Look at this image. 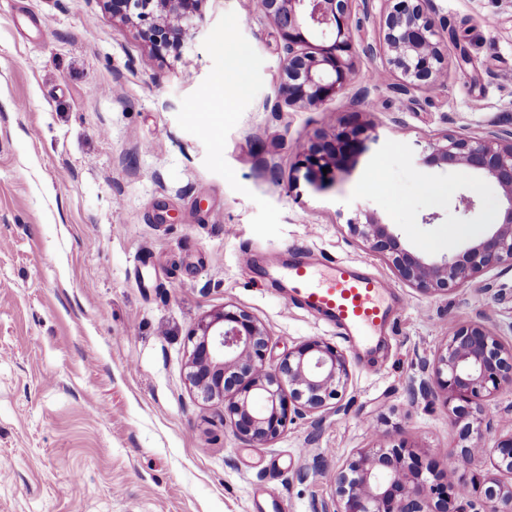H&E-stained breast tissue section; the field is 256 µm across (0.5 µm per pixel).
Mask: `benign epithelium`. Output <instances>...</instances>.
<instances>
[{"label": "benign epithelium", "instance_id": "benign-epithelium-1", "mask_svg": "<svg viewBox=\"0 0 512 512\" xmlns=\"http://www.w3.org/2000/svg\"><path fill=\"white\" fill-rule=\"evenodd\" d=\"M112 17L137 18L157 53L177 51L186 40L204 0H102ZM354 0H258L257 12L272 20L283 38L282 93L290 105L319 108L352 83ZM381 36L388 65L401 75V90H441L446 85L448 46L438 35L432 0H385ZM322 44L312 48L311 39ZM365 128L343 130L335 140L298 151L306 177L324 185L363 148ZM420 163L476 173L502 196L500 220L460 254L432 258L406 245L376 214L360 209L348 220L351 233L382 259L407 286L446 294L495 267L512 268V139L443 135ZM186 380L208 402L224 406L234 433L265 444L294 419L320 417L339 400L350 376L346 355L317 339L295 345L275 364L267 363L268 333L245 309L232 306L202 317L188 335ZM418 392L438 390L462 424V459L475 465L485 456L481 425L494 414L491 400L512 387V349L481 322L453 324L433 362H423ZM265 406L255 409L254 396ZM492 467L512 475V433L493 449ZM334 492L323 512H470L473 495L496 503L494 512H512V485L491 482L473 470L470 485L457 487L423 476L415 450L405 443L385 446L376 432L370 448L359 449L336 470Z\"/></svg>", "mask_w": 512, "mask_h": 512}]
</instances>
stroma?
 I'll list each match as a JSON object with an SVG mask.
<instances>
[{
    "label": "stroma",
    "instance_id": "obj_1",
    "mask_svg": "<svg viewBox=\"0 0 512 512\" xmlns=\"http://www.w3.org/2000/svg\"><path fill=\"white\" fill-rule=\"evenodd\" d=\"M433 3L443 90L405 102L398 76L375 81L387 56L372 20L353 30L352 84L305 109L280 95L281 33L253 0H204L180 51L161 56L100 0H0V512H319L374 430L427 463L458 454L450 409L410 388L451 324L485 321L512 346V269L424 293L346 225L371 208L435 258L490 230L498 190L419 166L418 145L512 137V0ZM232 51L242 88L224 104L212 82ZM364 123L376 140L331 186L297 171L299 146ZM464 223L478 234L446 238ZM295 252L390 283L402 303L385 335L354 350L288 301ZM227 304L267 329L269 361L309 339L344 351L341 414L264 446L233 434L185 383L188 333Z\"/></svg>",
    "mask_w": 512,
    "mask_h": 512
}]
</instances>
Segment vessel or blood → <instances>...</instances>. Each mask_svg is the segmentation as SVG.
<instances>
[{
	"instance_id": "vessel-or-blood-1",
	"label": "vessel or blood",
	"mask_w": 512,
	"mask_h": 512,
	"mask_svg": "<svg viewBox=\"0 0 512 512\" xmlns=\"http://www.w3.org/2000/svg\"><path fill=\"white\" fill-rule=\"evenodd\" d=\"M290 295L309 312L327 316L359 340L383 330L389 319L386 281L339 261L319 266L299 261L288 268Z\"/></svg>"
}]
</instances>
